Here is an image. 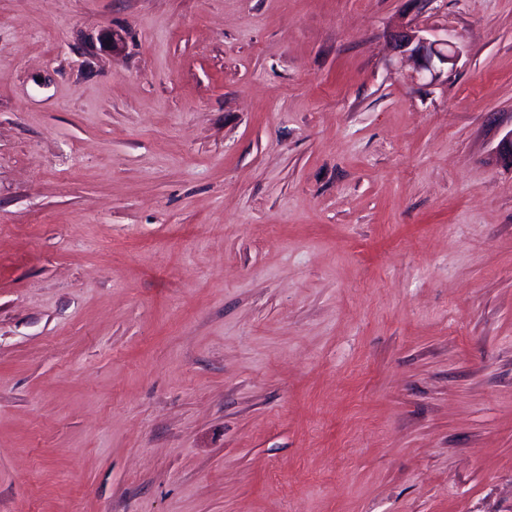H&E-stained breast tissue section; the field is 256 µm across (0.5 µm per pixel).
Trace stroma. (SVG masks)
Returning a JSON list of instances; mask_svg holds the SVG:
<instances>
[{
	"label": "stroma",
	"instance_id": "35a3bbf8",
	"mask_svg": "<svg viewBox=\"0 0 512 512\" xmlns=\"http://www.w3.org/2000/svg\"><path fill=\"white\" fill-rule=\"evenodd\" d=\"M511 134L512 0H0V512H512ZM398 51L408 55L417 65L418 72H427L431 80L438 78L444 65L452 63L457 55L456 46L448 40H428L420 37L411 27L393 35Z\"/></svg>",
	"mask_w": 512,
	"mask_h": 512
}]
</instances>
